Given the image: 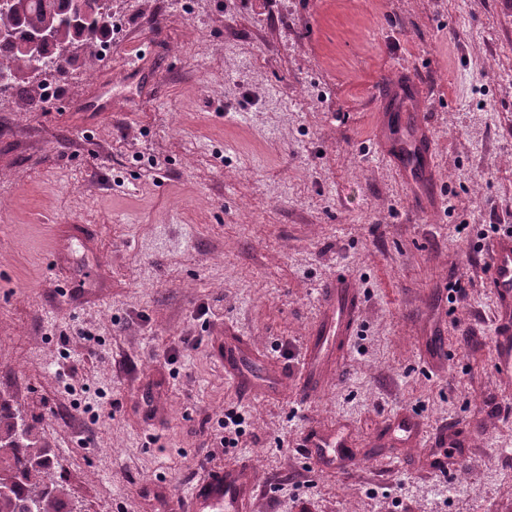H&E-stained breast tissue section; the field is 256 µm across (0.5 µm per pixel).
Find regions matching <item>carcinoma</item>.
<instances>
[{"label": "carcinoma", "instance_id": "obj_1", "mask_svg": "<svg viewBox=\"0 0 512 512\" xmlns=\"http://www.w3.org/2000/svg\"><path fill=\"white\" fill-rule=\"evenodd\" d=\"M70 0H18L24 8L0 12V27L14 31L11 42H0V76L9 88L33 69H51L61 62L60 49L81 44L95 57L97 41L107 28L111 10L96 12L82 24L71 22ZM50 29L52 44L38 56L26 49L30 33ZM55 452L41 444L23 418L0 399V512H70V491L55 478Z\"/></svg>", "mask_w": 512, "mask_h": 512}]
</instances>
